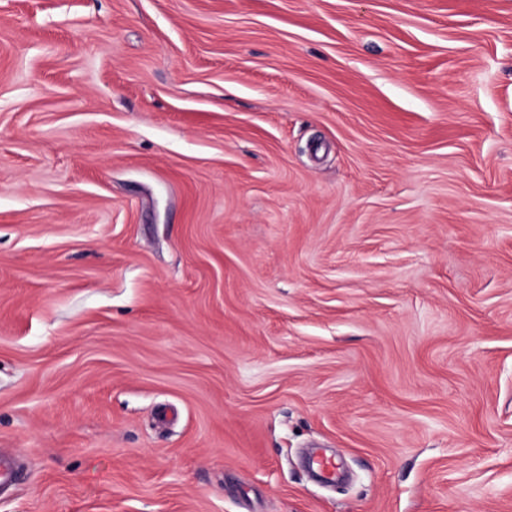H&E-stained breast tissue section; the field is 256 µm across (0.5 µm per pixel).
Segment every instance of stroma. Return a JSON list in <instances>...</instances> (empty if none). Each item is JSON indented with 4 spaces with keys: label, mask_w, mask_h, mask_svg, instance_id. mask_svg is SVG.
Returning a JSON list of instances; mask_svg holds the SVG:
<instances>
[{
    "label": "stroma",
    "mask_w": 512,
    "mask_h": 512,
    "mask_svg": "<svg viewBox=\"0 0 512 512\" xmlns=\"http://www.w3.org/2000/svg\"><path fill=\"white\" fill-rule=\"evenodd\" d=\"M0 448V512H512V0H0Z\"/></svg>",
    "instance_id": "obj_1"
}]
</instances>
